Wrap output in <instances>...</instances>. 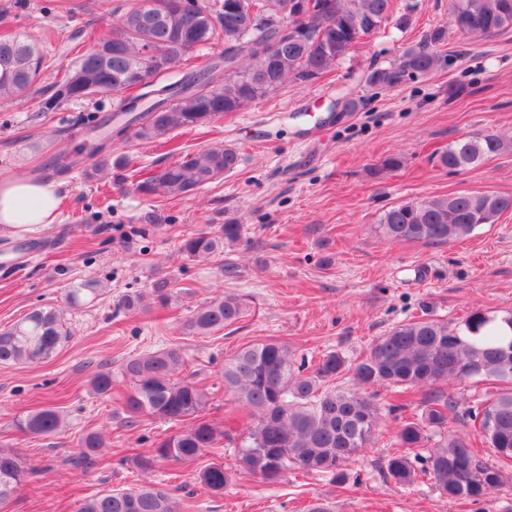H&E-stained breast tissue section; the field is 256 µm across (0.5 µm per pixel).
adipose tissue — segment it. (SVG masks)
Returning <instances> with one entry per match:
<instances>
[{
    "instance_id": "ef3b65f1",
    "label": "adipose tissue",
    "mask_w": 512,
    "mask_h": 512,
    "mask_svg": "<svg viewBox=\"0 0 512 512\" xmlns=\"http://www.w3.org/2000/svg\"><path fill=\"white\" fill-rule=\"evenodd\" d=\"M60 201L54 182L1 178L0 235L32 234L56 223Z\"/></svg>"
}]
</instances>
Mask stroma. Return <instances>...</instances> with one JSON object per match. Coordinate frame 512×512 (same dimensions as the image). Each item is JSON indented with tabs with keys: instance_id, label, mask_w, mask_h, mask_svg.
<instances>
[{
	"instance_id": "35a3bbf8",
	"label": "stroma",
	"mask_w": 512,
	"mask_h": 512,
	"mask_svg": "<svg viewBox=\"0 0 512 512\" xmlns=\"http://www.w3.org/2000/svg\"><path fill=\"white\" fill-rule=\"evenodd\" d=\"M131 2L0 0V36L28 35L51 62L39 91L0 102V173L55 181L63 195L56 224L24 237L0 236V329L51 305L64 311L71 330L49 361L0 365V448L38 468L8 512H77L87 495L147 482L180 486L187 512H299L315 499L333 502L335 512H512V483L474 504L384 478L380 465L399 450V422L388 412L397 395L390 390L377 391L384 414L375 447L353 464L359 484L301 472L270 484L237 471L214 496L197 475L210 463H232L231 448L144 474L137 454L174 425L126 424L125 382L108 397L90 389L101 364L116 373L133 357L177 343L212 392L209 416L220 423L237 407L224 391V361L246 345L277 339L310 357L334 351L353 361L392 326L423 313L459 321L475 307L499 316L512 311V211L448 244L391 243L375 230L387 209L408 201L470 192L512 197V151L460 171L437 157L464 136L512 135V29L494 37L449 31L437 48L442 67L375 89L364 81L367 70L388 65L449 21L450 0H393L396 11L411 14L406 30L386 27L363 37L318 79L288 82L198 129L174 131L162 142L112 139L104 150L110 164L100 170L91 127L118 111L123 95L62 101L47 111L42 103L60 68L86 53L93 34ZM347 99L354 109L337 113ZM217 144L240 157L223 179L183 197L133 189L132 174ZM389 155L400 157V168L373 178L371 168ZM230 220L243 225V235L218 257L192 261L180 252L185 232ZM158 277L170 278L175 301L117 311L123 295ZM89 279L100 295L69 308V289ZM221 293L251 295L247 314L209 336L184 334L192 311ZM45 406L62 415L61 433L21 434L16 418ZM91 428L111 448L106 461L84 471L70 460L80 433Z\"/></svg>"
}]
</instances>
